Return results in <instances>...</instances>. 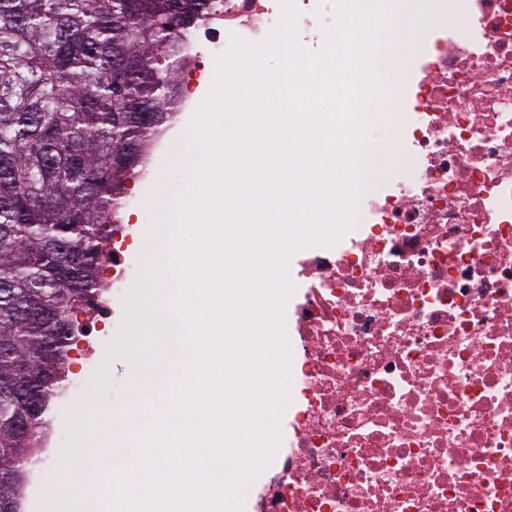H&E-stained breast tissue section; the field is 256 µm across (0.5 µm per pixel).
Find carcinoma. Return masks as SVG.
Returning <instances> with one entry per match:
<instances>
[{
  "instance_id": "1",
  "label": "carcinoma",
  "mask_w": 512,
  "mask_h": 512,
  "mask_svg": "<svg viewBox=\"0 0 512 512\" xmlns=\"http://www.w3.org/2000/svg\"><path fill=\"white\" fill-rule=\"evenodd\" d=\"M209 0H0V512L20 500L23 379L45 420L128 172L174 115L180 40ZM161 111L147 126L141 113Z\"/></svg>"
}]
</instances>
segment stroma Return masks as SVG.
Instances as JSON below:
<instances>
[{
  "label": "stroma",
  "mask_w": 512,
  "mask_h": 512,
  "mask_svg": "<svg viewBox=\"0 0 512 512\" xmlns=\"http://www.w3.org/2000/svg\"><path fill=\"white\" fill-rule=\"evenodd\" d=\"M216 74V58L205 59L203 73L184 72L179 83V96L184 110L177 114L172 125L150 148L149 167L146 174H132L125 193L126 208L123 222L126 237L121 254L125 267L138 269L142 253L157 256L158 251L148 232L151 227L173 222L170 209L149 207L146 198L159 184L168 182L179 186V179L172 173L178 164L176 146L185 129L190 126L198 109L211 90ZM126 289L115 290L104 314L95 317L96 328L91 336L81 339L69 354V391L56 400L50 415L49 436L41 453L30 455L26 485L22 500L23 512H43L47 487L59 464V454L68 440L66 420L76 403L95 388V375L99 368H106L110 389L102 403L93 410L92 434L101 447H120L129 437L125 427L131 417L148 406L149 398L135 397L131 385L133 364L128 357H108L107 348L115 339L125 318L124 298Z\"/></svg>",
  "instance_id": "stroma-1"
}]
</instances>
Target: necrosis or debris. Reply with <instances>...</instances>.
I'll list each match as a JSON object with an SVG mask.
<instances>
[{"label": "necrosis or debris", "mask_w": 512, "mask_h": 512, "mask_svg": "<svg viewBox=\"0 0 512 512\" xmlns=\"http://www.w3.org/2000/svg\"><path fill=\"white\" fill-rule=\"evenodd\" d=\"M298 43L331 17L293 0ZM385 25L418 39L392 80L400 162L330 246L295 252L292 430L253 512H512V0H444ZM281 0H215L183 38L188 70L225 35L265 41Z\"/></svg>", "instance_id": "4bbe7bcc"}]
</instances>
